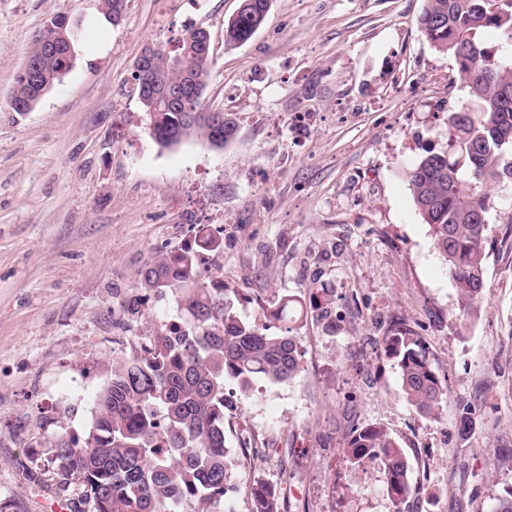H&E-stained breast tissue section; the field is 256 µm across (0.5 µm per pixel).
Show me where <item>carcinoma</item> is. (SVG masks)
<instances>
[{
  "instance_id": "obj_1",
  "label": "carcinoma",
  "mask_w": 512,
  "mask_h": 512,
  "mask_svg": "<svg viewBox=\"0 0 512 512\" xmlns=\"http://www.w3.org/2000/svg\"><path fill=\"white\" fill-rule=\"evenodd\" d=\"M248 2L224 28L226 42L246 43L264 22L269 0ZM483 7L485 0H424L417 18L424 37L454 58L469 96L448 114L446 148L427 151L409 173L415 205L465 311L483 295L487 225L481 216L493 208L490 189L512 180V54L486 41L488 32L499 31L512 42V7L494 16L482 15ZM186 48L182 38L155 58L153 82H182L172 59ZM72 56L70 45L51 55L32 47L34 79L18 75L12 109L51 89ZM146 116L163 147L191 137L223 146L237 131L228 113L222 123L190 125L183 111L163 102L153 103ZM211 239L201 229L196 246L167 253L140 270L138 289L171 295L179 321L112 364L82 436L54 437L47 467L58 476L56 493L69 498L70 512H223L232 475L224 438L226 382L248 393L259 381L283 383L301 371L292 327L273 333L241 318L224 285L202 278V255ZM386 351L398 366L409 404L425 413L438 409L446 391L413 333L396 330ZM344 453L354 465H378L394 502L415 493L409 461L384 427L354 429ZM251 502V512L281 509L276 492L264 486L252 490Z\"/></svg>"
}]
</instances>
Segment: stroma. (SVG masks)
I'll return each mask as SVG.
<instances>
[{
    "label": "stroma",
    "mask_w": 512,
    "mask_h": 512,
    "mask_svg": "<svg viewBox=\"0 0 512 512\" xmlns=\"http://www.w3.org/2000/svg\"><path fill=\"white\" fill-rule=\"evenodd\" d=\"M240 4L129 0L16 112L11 91L47 22H89L98 0H0V512H69L26 471L58 433L86 430L113 360L176 321L173 298L139 293L138 273L204 226L218 241L206 274L240 315L273 328L270 304L301 305L302 371L225 414L226 512H250L260 485L282 512H494L512 491V180L493 190L485 288L467 312L408 186L467 97L455 61L419 31L424 0H272L252 38L229 46ZM200 26L213 46L203 102L233 114L237 133L220 149L196 137L164 148L134 63ZM398 325L446 386L435 412L400 394L385 351ZM369 424L409 460L404 504L378 466L343 453Z\"/></svg>",
    "instance_id": "stroma-1"
}]
</instances>
